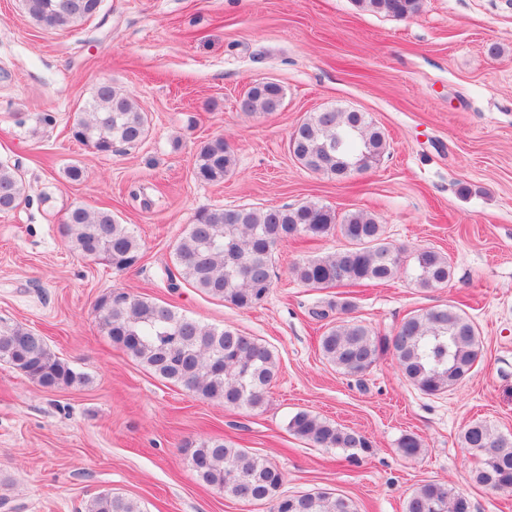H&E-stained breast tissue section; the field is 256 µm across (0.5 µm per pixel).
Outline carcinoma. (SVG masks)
Instances as JSON below:
<instances>
[{"label": "carcinoma", "instance_id": "carcinoma-1", "mask_svg": "<svg viewBox=\"0 0 512 512\" xmlns=\"http://www.w3.org/2000/svg\"><path fill=\"white\" fill-rule=\"evenodd\" d=\"M27 15L55 30L82 25L100 10L102 0H23ZM365 12L406 18L419 13L422 0H355ZM284 98L278 83L250 87L239 101L247 116L271 114ZM147 134V118L138 105L112 81L99 82L78 117L72 135L99 153L118 145L133 146ZM289 151L311 172L344 178L373 168L386 150L383 132L364 112L328 109L314 112L289 134ZM235 166L231 146L222 137L197 148L193 175L200 182L220 183ZM29 201L17 168L0 164V211ZM62 234L82 258H104L116 271L133 267L141 245L108 209L75 205L67 210ZM348 243L344 250L302 260L293 267L296 279L310 288L384 283L402 273L421 288L444 286L451 277L448 256L423 248L408 253L388 242L383 226L363 211L341 216L326 206L238 207L201 210L176 247L178 274L199 291L240 309H253L273 286L275 250L297 238L331 233ZM98 325L128 357L155 375L183 386L201 400L226 407L259 408L278 376L274 351L237 329L208 327L170 306L126 291H112L96 304ZM324 358L336 369L362 375L384 353H391L406 379L436 395L459 384L471 372L481 348L473 322L452 305L435 306L406 317L391 337L343 318L329 324L319 339ZM0 361L10 364L35 384L55 389L85 382L84 374L56 356L40 334L0 317ZM288 430L320 448H338L353 458L371 448L370 440L310 412L299 411ZM464 447L475 451L481 466L476 484L494 492L512 488V438L496 434L483 421L463 431ZM421 440L407 434L398 442L406 458L417 457ZM188 463L199 482L228 497L271 505V512H358L344 495L316 491L296 496L281 492L283 473L267 460L222 438L203 439L187 447ZM86 512H142L132 499L110 490L98 493ZM405 512H471L462 492L427 481L405 503Z\"/></svg>", "mask_w": 512, "mask_h": 512}]
</instances>
